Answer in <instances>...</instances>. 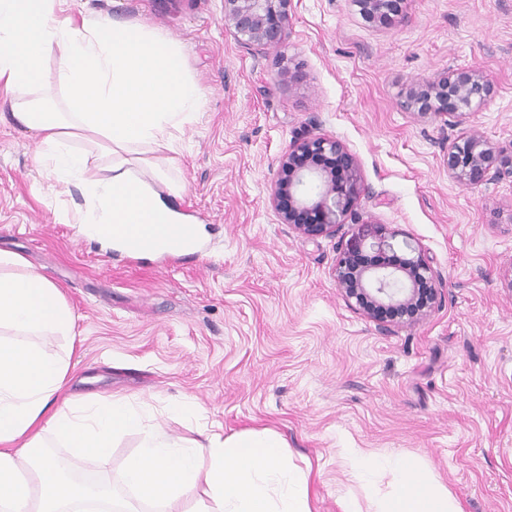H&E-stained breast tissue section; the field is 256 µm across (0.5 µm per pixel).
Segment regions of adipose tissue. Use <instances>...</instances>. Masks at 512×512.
<instances>
[{"mask_svg":"<svg viewBox=\"0 0 512 512\" xmlns=\"http://www.w3.org/2000/svg\"><path fill=\"white\" fill-rule=\"evenodd\" d=\"M66 0H0V86L12 93L10 118L34 132L61 191L80 188L84 207L79 233L111 250L104 225L156 224L158 246L178 249L193 218L168 201L163 168L143 147L169 148L173 129L198 108L201 93L184 71L175 44L139 27L77 18ZM57 60L66 90L65 109L43 106L46 65ZM81 141L112 160L110 175L91 173L71 148ZM75 316L60 289L17 253L0 249V512H70L90 494L112 499L108 482L96 488L71 480L58 459L44 453L46 438L76 448L99 467L116 430L138 432L140 451L123 473L124 483L149 501H174L198 484L206 500L196 512H311L306 476L286 464L288 449L262 431L187 444L149 423L132 402L77 396L57 405L68 363L33 335L73 333ZM352 473L367 478L378 469L393 475L377 512H461L447 489L414 460L394 455L376 460L350 449Z\"/></svg>","mask_w":512,"mask_h":512,"instance_id":"ef3b65f1","label":"adipose tissue"}]
</instances>
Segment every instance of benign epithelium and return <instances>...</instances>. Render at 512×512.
<instances>
[{"mask_svg":"<svg viewBox=\"0 0 512 512\" xmlns=\"http://www.w3.org/2000/svg\"><path fill=\"white\" fill-rule=\"evenodd\" d=\"M371 23L383 25L401 13L406 0H354ZM290 0H224V27L245 48H281L290 26ZM493 86L476 70L452 71L413 86L400 107L421 116L437 114L456 126L463 109L481 104ZM448 175L467 188L488 181L512 180V154L491 147L477 131L448 147ZM362 190L358 163L333 136L307 135L298 139L278 161L269 202L281 223L300 237H334L354 215ZM377 230L372 242L347 245L336 259V285L350 307L375 322L382 333L402 323L419 321L445 301L429 259L420 249L400 256Z\"/></svg>","mask_w":512,"mask_h":512,"instance_id":"7a95c632","label":"benign epithelium"}]
</instances>
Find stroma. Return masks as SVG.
<instances>
[{"mask_svg": "<svg viewBox=\"0 0 512 512\" xmlns=\"http://www.w3.org/2000/svg\"><path fill=\"white\" fill-rule=\"evenodd\" d=\"M88 15L175 43L200 89L199 112L173 133L183 185L174 202L202 254L125 262L84 240L78 188L62 194L33 132L3 119L0 249L61 289L72 336L38 342L69 359L68 392L124 396L177 439L269 430L307 474L312 512H374L391 489L350 474L346 449L416 460L462 512H512V183L470 189L444 163L470 130L512 148V0H407L386 25L354 0H291L277 50L242 47L224 0H77ZM477 70L493 93L462 124L399 106L411 85ZM308 134L342 140L360 166L358 223L303 238L269 203L279 157ZM394 230L397 253L422 249L441 308L388 335L336 286L340 244ZM197 403L183 420L169 408ZM141 436L117 434L102 475L119 501Z\"/></svg>", "mask_w": 512, "mask_h": 512, "instance_id": "stroma-1", "label": "stroma"}]
</instances>
